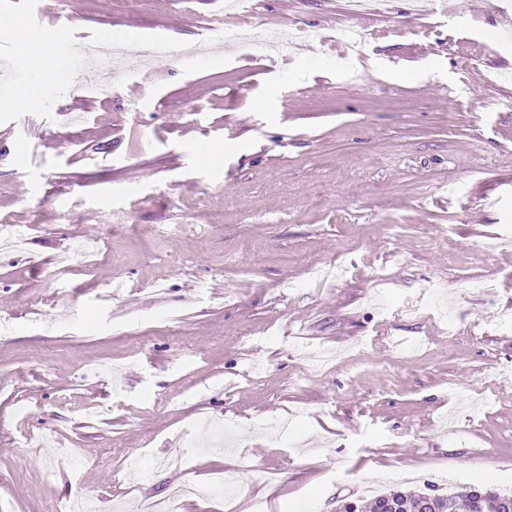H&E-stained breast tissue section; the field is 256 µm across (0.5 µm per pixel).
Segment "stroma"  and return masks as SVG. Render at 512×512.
Returning a JSON list of instances; mask_svg holds the SVG:
<instances>
[{"label":"stroma","instance_id":"35a3bbf8","mask_svg":"<svg viewBox=\"0 0 512 512\" xmlns=\"http://www.w3.org/2000/svg\"><path fill=\"white\" fill-rule=\"evenodd\" d=\"M224 3L59 0L42 79L0 0V512L512 492V0H383L347 58L346 0H259L260 47L207 39ZM107 28L119 89L62 129ZM198 490L197 487L193 484H184L180 486L176 494L170 496L169 498L163 500L162 502L153 501L151 499H146L144 502L143 511L153 512V511H165V512H179L181 509V500L183 498L191 497L197 495ZM164 503L163 509H158L157 507Z\"/></svg>","mask_w":512,"mask_h":512}]
</instances>
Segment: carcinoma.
Masks as SVG:
<instances>
[{"mask_svg": "<svg viewBox=\"0 0 512 512\" xmlns=\"http://www.w3.org/2000/svg\"><path fill=\"white\" fill-rule=\"evenodd\" d=\"M391 495H399L411 504L422 506L420 512H495L493 503L499 492L487 486H469L448 494H437L430 488L425 492L393 488L372 498L367 512H383Z\"/></svg>", "mask_w": 512, "mask_h": 512, "instance_id": "carcinoma-1", "label": "carcinoma"}]
</instances>
